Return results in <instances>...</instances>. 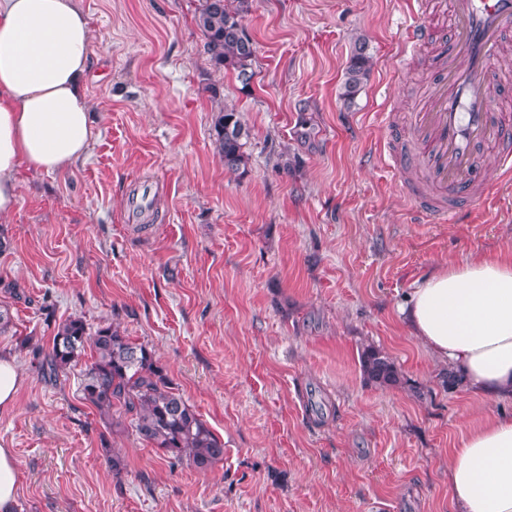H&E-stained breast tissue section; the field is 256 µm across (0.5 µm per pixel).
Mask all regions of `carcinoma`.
Returning a JSON list of instances; mask_svg holds the SVG:
<instances>
[{"instance_id": "carcinoma-1", "label": "carcinoma", "mask_w": 512, "mask_h": 512, "mask_svg": "<svg viewBox=\"0 0 512 512\" xmlns=\"http://www.w3.org/2000/svg\"><path fill=\"white\" fill-rule=\"evenodd\" d=\"M249 11V0H199L195 23L205 40L210 60L218 69L234 72L248 85L253 76L256 50L241 23ZM366 44H355L350 57L343 96L355 97L370 76ZM214 130L224 166L235 171L244 164L242 139L247 132L233 107L217 113ZM91 363L84 371L83 399L93 405L111 425L134 433L139 440L171 459V465L187 464L207 471L224 460V442L203 422L197 412L173 387L152 350L136 343L117 326H104L91 332L80 318L58 324L52 347L40 362L51 375L69 368L85 350ZM361 366L367 379L383 387L400 383L399 373L388 356L368 346L361 353Z\"/></svg>"}]
</instances>
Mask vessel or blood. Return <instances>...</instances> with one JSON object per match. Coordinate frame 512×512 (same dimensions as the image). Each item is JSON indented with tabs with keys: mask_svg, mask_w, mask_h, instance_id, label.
Masks as SVG:
<instances>
[{
	"mask_svg": "<svg viewBox=\"0 0 512 512\" xmlns=\"http://www.w3.org/2000/svg\"><path fill=\"white\" fill-rule=\"evenodd\" d=\"M444 6L451 34L436 54L439 77L407 115L408 152L387 151L384 161L399 173L418 169L430 192L412 191L413 200L450 220L489 193L484 146H494L502 175L512 174V122L498 112L489 81L501 44L512 35V0H445Z\"/></svg>",
	"mask_w": 512,
	"mask_h": 512,
	"instance_id": "b4317fda",
	"label": "vessel or blood"
}]
</instances>
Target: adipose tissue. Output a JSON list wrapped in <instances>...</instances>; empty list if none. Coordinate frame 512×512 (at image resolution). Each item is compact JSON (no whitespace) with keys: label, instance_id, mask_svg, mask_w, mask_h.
I'll return each mask as SVG.
<instances>
[{"label":"adipose tissue","instance_id":"ef3b65f1","mask_svg":"<svg viewBox=\"0 0 512 512\" xmlns=\"http://www.w3.org/2000/svg\"><path fill=\"white\" fill-rule=\"evenodd\" d=\"M91 28L79 0H0V216L21 168L67 170L94 138L82 81ZM411 336L465 390L512 400V251L441 262L399 309ZM454 512H512V415L462 436L448 455Z\"/></svg>","mask_w":512,"mask_h":512}]
</instances>
